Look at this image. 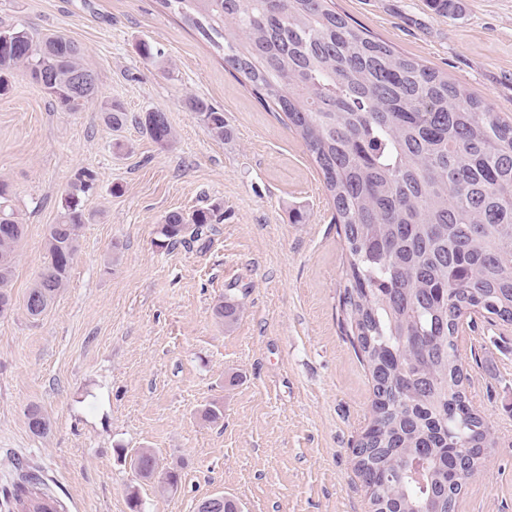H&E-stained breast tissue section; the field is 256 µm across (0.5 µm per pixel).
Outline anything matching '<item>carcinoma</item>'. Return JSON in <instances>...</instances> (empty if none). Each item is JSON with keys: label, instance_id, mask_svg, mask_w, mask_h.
Listing matches in <instances>:
<instances>
[{"label": "carcinoma", "instance_id": "cac0c4a2", "mask_svg": "<svg viewBox=\"0 0 512 512\" xmlns=\"http://www.w3.org/2000/svg\"><path fill=\"white\" fill-rule=\"evenodd\" d=\"M224 54L260 100L301 137L319 170L348 251L340 297L343 331L373 382L372 423L354 449L369 512H453L463 486L494 444L490 423L471 404L458 359L461 322L475 313L512 322V120L492 112L448 75L403 56L336 11L333 0H158ZM81 46L24 26L0 31V95L27 72L57 108L81 106L74 74L88 71ZM185 106L216 140L230 135L224 111L189 96ZM118 132L138 125L161 148L175 134L161 109L131 114L101 105ZM96 174L78 169L57 221L47 225L42 272L26 299L38 318L66 287L90 216L82 199ZM0 179V314L24 225ZM221 205L168 213L164 241L208 240ZM214 307L237 320V286ZM45 437L42 409L27 413ZM135 461L151 479L158 459ZM6 495L7 512H64L35 469Z\"/></svg>", "mask_w": 512, "mask_h": 512}]
</instances>
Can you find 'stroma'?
Listing matches in <instances>:
<instances>
[{
	"label": "stroma",
	"mask_w": 512,
	"mask_h": 512,
	"mask_svg": "<svg viewBox=\"0 0 512 512\" xmlns=\"http://www.w3.org/2000/svg\"><path fill=\"white\" fill-rule=\"evenodd\" d=\"M339 12L403 55L446 73L512 119V0H335ZM61 33L83 50L96 98L59 111L24 73L0 96V177L25 235L0 314V487L14 459L40 471L66 512H197L221 494L241 512H369L353 449L371 418L367 368L341 328L347 250L321 175L294 131L224 69L214 49L157 0H0V28ZM149 43L153 59L140 55ZM223 110L213 139L187 96ZM163 110L168 149L135 126L112 132L102 102ZM96 172L90 216L66 288L39 318L25 308L44 236L76 170ZM221 204L206 249L160 246L171 211ZM303 223H293V211ZM244 288L232 327L213 315ZM468 395L497 437L455 512H512V323L459 331ZM224 405L215 423L204 408ZM51 420L33 436L27 410ZM152 451L182 481L162 491L130 459Z\"/></svg>",
	"instance_id": "1"
}]
</instances>
